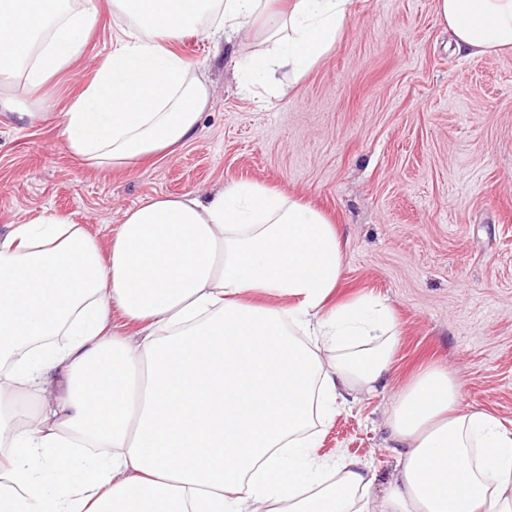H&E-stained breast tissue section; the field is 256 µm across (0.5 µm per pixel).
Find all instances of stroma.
<instances>
[{"mask_svg":"<svg viewBox=\"0 0 512 512\" xmlns=\"http://www.w3.org/2000/svg\"><path fill=\"white\" fill-rule=\"evenodd\" d=\"M125 22L102 12L84 56L45 87L30 125L0 112V231L43 209L70 215L108 245L146 199L257 180L329 214L343 240L334 299L392 309L398 348L383 389L350 401L317 453L376 470L397 459L385 412L430 362L453 370L463 406L512 430V51L462 57L434 0H352L334 48L298 83L240 91L259 34L215 53L205 33L175 53L214 88L194 139L144 165L89 170L58 127Z\"/></svg>","mask_w":512,"mask_h":512,"instance_id":"1","label":"stroma"}]
</instances>
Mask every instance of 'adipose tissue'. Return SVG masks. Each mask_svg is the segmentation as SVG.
Masks as SVG:
<instances>
[{"label": "adipose tissue", "mask_w": 512, "mask_h": 512, "mask_svg": "<svg viewBox=\"0 0 512 512\" xmlns=\"http://www.w3.org/2000/svg\"><path fill=\"white\" fill-rule=\"evenodd\" d=\"M351 0H0V78L29 104L83 57L102 9L122 16L62 137L94 170L133 168L191 139L211 87L171 50L193 32L265 49L242 90L301 80ZM458 51L512 50V0H436ZM343 265L334 222L258 181L125 211L109 250L45 213L0 234V512H512V430L463 409L448 367L391 403L398 469L383 494L356 458L316 455L315 423L374 393L398 344L391 308L328 306ZM120 310L140 336L112 325ZM35 407L24 411L20 395ZM83 448L104 456L82 462Z\"/></svg>", "instance_id": "obj_1"}]
</instances>
